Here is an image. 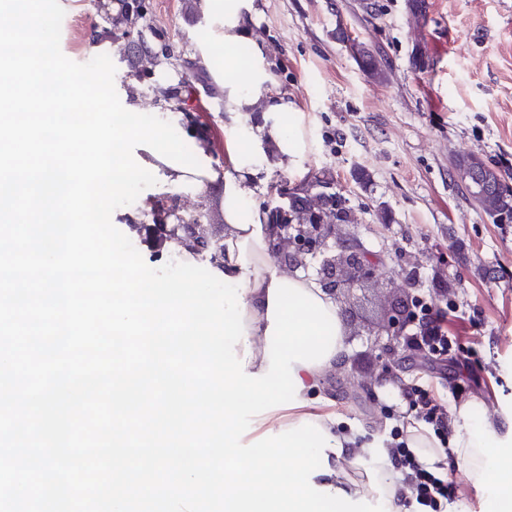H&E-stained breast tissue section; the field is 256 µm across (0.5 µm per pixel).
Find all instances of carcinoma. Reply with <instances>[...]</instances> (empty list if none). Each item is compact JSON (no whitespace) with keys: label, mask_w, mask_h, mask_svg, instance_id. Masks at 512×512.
<instances>
[{"label":"carcinoma","mask_w":512,"mask_h":512,"mask_svg":"<svg viewBox=\"0 0 512 512\" xmlns=\"http://www.w3.org/2000/svg\"><path fill=\"white\" fill-rule=\"evenodd\" d=\"M119 13L109 17L111 37H116V32L125 34L135 33L140 41V53L134 58L143 59V53L153 51L152 44L146 39L143 30L139 28L140 21L144 19L142 10L145 8L144 0L128 5L126 0H119ZM452 176L464 189L469 199L475 202L493 221L501 222L503 218L512 219V192L500 191L498 186L505 183L504 176L490 167L480 158L473 155H461L456 157L452 164ZM329 184L326 178H317L307 187L301 189L288 200V204L275 210L270 215L274 224H311L314 216L325 224H334L338 221L349 224L352 222L353 213L345 204L342 196H329L320 191L312 193L314 189H320ZM169 224H155V238L158 243L172 239L176 233L182 231L183 224L193 222L201 223V216L184 217L174 207L167 209ZM198 253L215 260V255L221 251L206 229L199 226L193 237Z\"/></svg>","instance_id":"carcinoma-1"}]
</instances>
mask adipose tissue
<instances>
[{
	"label": "adipose tissue",
	"mask_w": 512,
	"mask_h": 512,
	"mask_svg": "<svg viewBox=\"0 0 512 512\" xmlns=\"http://www.w3.org/2000/svg\"><path fill=\"white\" fill-rule=\"evenodd\" d=\"M204 15L213 23L214 29L209 43L199 45L197 59L200 67L207 69L215 89L224 97V110L229 117L224 126L231 173L224 176V251L219 260L220 270L232 279L245 278L243 292L245 302L246 340L252 350L246 360L247 373H265L269 362L265 356L266 331L270 303L268 290L272 280H288L301 286L310 295L323 301L326 310L338 314L339 308L333 296L314 280L300 273H286L271 253L274 231L267 222L266 214L246 212L248 195L241 186L243 177L249 175V156L273 155L283 167L293 165L305 150L299 132H287L282 113L285 104L269 103L267 84L270 75L266 68L262 48H255L248 67H240L236 46L253 41L256 22L246 13V0H200ZM224 49L223 69H213L211 64L214 46ZM348 356L345 333H338L332 355L321 365L312 367L294 364L293 369L302 383L299 398L301 407L279 409L261 416L254 422L257 432L281 431L299 425L302 418H312L333 440L328 450L329 473L314 477L315 485L330 486L346 493L352 499L371 495L382 490L386 512H404L402 500L407 488L402 478L394 477L395 466L386 448L366 450L357 447L353 435L338 431L339 418L335 411L309 413L313 395L325 377L343 366ZM479 401L472 400L461 405L456 418L466 429L457 433L453 451L464 465L463 471L469 482L483 483L487 477V463L494 452V443L489 427L471 428L476 417ZM374 456L375 467L362 477H354L353 470L365 456Z\"/></svg>",
	"instance_id": "ef3b65f1"
}]
</instances>
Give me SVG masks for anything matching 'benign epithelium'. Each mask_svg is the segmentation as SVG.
Wrapping results in <instances>:
<instances>
[{
  "mask_svg": "<svg viewBox=\"0 0 512 512\" xmlns=\"http://www.w3.org/2000/svg\"><path fill=\"white\" fill-rule=\"evenodd\" d=\"M278 240L273 246L277 262L289 268L301 265L303 256L318 255L330 248V256L319 263V283L341 303L354 297L355 291L373 281L374 266L368 253L355 242L338 237L336 224H278ZM389 294H403L392 314L385 317L371 331L374 343L384 348H396L408 324L414 318L413 298L405 294L406 288L391 283L383 285Z\"/></svg>",
  "mask_w": 512,
  "mask_h": 512,
  "instance_id": "7a95c632",
  "label": "benign epithelium"
}]
</instances>
